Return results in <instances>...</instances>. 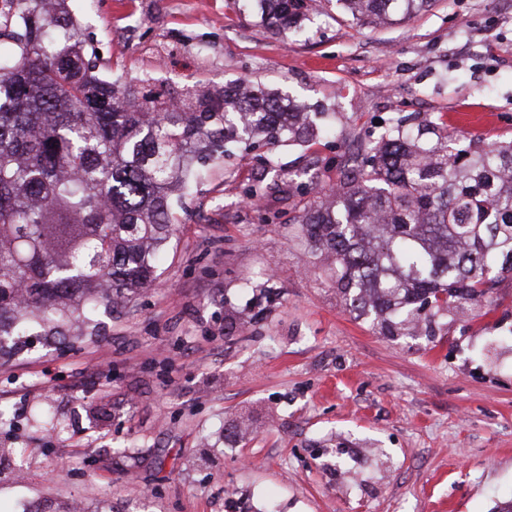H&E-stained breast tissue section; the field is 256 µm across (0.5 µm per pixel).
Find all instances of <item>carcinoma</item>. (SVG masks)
I'll list each match as a JSON object with an SVG mask.
<instances>
[{
  "label": "carcinoma",
  "instance_id": "1",
  "mask_svg": "<svg viewBox=\"0 0 512 512\" xmlns=\"http://www.w3.org/2000/svg\"><path fill=\"white\" fill-rule=\"evenodd\" d=\"M0 351L20 336L97 324L146 290L176 233L191 168L231 145L330 136L324 116L238 81L159 100L101 79L61 0H0ZM261 22L303 32L307 0H251ZM431 0H336L356 23ZM437 144L397 124L370 134L298 234L328 261L345 305L383 336H416L488 301L512 274V144Z\"/></svg>",
  "mask_w": 512,
  "mask_h": 512
}]
</instances>
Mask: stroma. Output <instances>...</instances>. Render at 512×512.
I'll use <instances>...</instances> for the list:
<instances>
[{
	"label": "stroma",
	"mask_w": 512,
	"mask_h": 512,
	"mask_svg": "<svg viewBox=\"0 0 512 512\" xmlns=\"http://www.w3.org/2000/svg\"><path fill=\"white\" fill-rule=\"evenodd\" d=\"M103 77L162 99L242 79L329 111L313 137L210 162L156 282L98 333L0 356V512H493L512 500V278L433 339L355 317L292 221L367 134L445 117L512 141V0L380 27L314 0L298 41L242 0H66ZM461 112L485 114L464 126ZM315 182L250 204L255 179ZM273 215L272 223L262 214Z\"/></svg>",
	"instance_id": "obj_1"
}]
</instances>
